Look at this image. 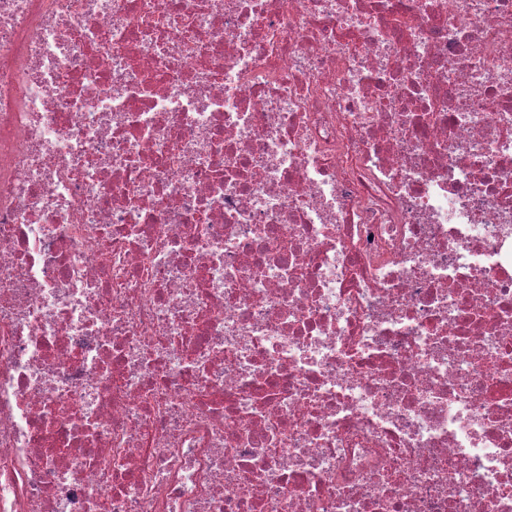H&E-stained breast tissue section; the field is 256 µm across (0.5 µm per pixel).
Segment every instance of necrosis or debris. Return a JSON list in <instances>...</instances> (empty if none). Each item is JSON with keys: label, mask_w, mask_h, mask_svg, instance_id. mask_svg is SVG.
Here are the masks:
<instances>
[{"label": "necrosis or debris", "mask_w": 512, "mask_h": 512, "mask_svg": "<svg viewBox=\"0 0 512 512\" xmlns=\"http://www.w3.org/2000/svg\"><path fill=\"white\" fill-rule=\"evenodd\" d=\"M0 512H512V0H0Z\"/></svg>", "instance_id": "4bbe7bcc"}]
</instances>
